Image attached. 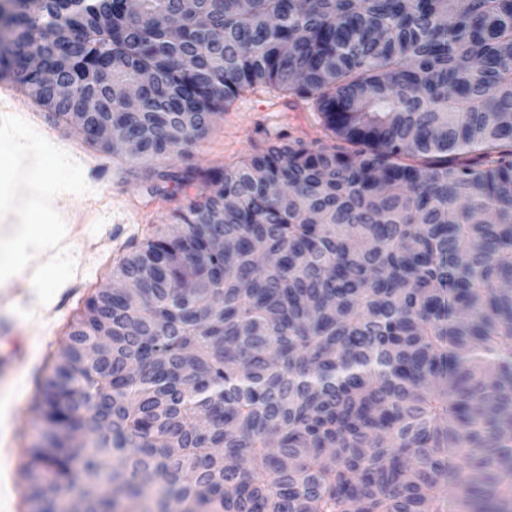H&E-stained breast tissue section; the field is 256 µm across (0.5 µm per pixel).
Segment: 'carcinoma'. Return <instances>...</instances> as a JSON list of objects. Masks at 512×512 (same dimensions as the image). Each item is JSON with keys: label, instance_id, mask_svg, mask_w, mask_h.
Wrapping results in <instances>:
<instances>
[{"label": "carcinoma", "instance_id": "carcinoma-1", "mask_svg": "<svg viewBox=\"0 0 512 512\" xmlns=\"http://www.w3.org/2000/svg\"><path fill=\"white\" fill-rule=\"evenodd\" d=\"M8 74L134 162L258 85L338 140L210 176L119 262L43 384L37 512H110L115 481L183 512H512V0H15Z\"/></svg>", "mask_w": 512, "mask_h": 512}]
</instances>
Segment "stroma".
<instances>
[{
  "instance_id": "35a3bbf8",
  "label": "stroma",
  "mask_w": 512,
  "mask_h": 512,
  "mask_svg": "<svg viewBox=\"0 0 512 512\" xmlns=\"http://www.w3.org/2000/svg\"><path fill=\"white\" fill-rule=\"evenodd\" d=\"M7 114L32 125L46 140L82 167L89 191L63 193L53 206L66 227L65 244L76 272L45 305L39 304L30 277L19 273L0 282V355L12 363L0 370V512H29L19 470L44 426L41 384L66 343L70 326L105 284L124 256L175 224L190 202L211 191L209 173L233 168L277 142L321 137L319 116L297 96L260 86L235 99L174 158L173 170L191 171L182 183L162 181L154 168L128 162L78 134L30 97L5 105Z\"/></svg>"
}]
</instances>
